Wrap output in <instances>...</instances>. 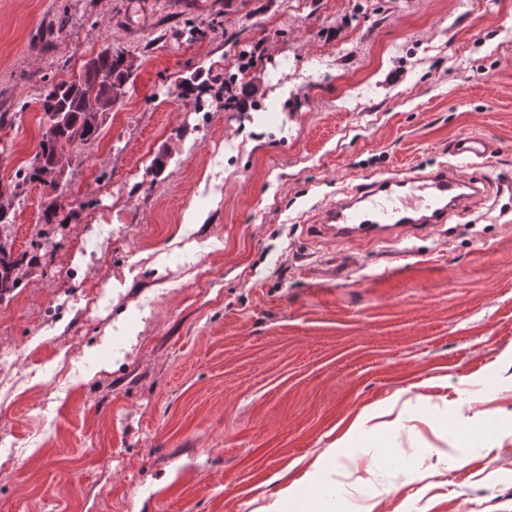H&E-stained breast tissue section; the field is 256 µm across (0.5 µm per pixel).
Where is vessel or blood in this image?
I'll use <instances>...</instances> for the list:
<instances>
[{
  "instance_id": "b4317fda",
  "label": "vessel or blood",
  "mask_w": 512,
  "mask_h": 512,
  "mask_svg": "<svg viewBox=\"0 0 512 512\" xmlns=\"http://www.w3.org/2000/svg\"><path fill=\"white\" fill-rule=\"evenodd\" d=\"M496 150L494 142L476 135L448 143L449 155L472 166L485 164ZM480 182V177L462 176L450 165L425 175L403 169L346 191L323 212L316 231L334 241L370 243L427 232L479 197Z\"/></svg>"
}]
</instances>
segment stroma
Returning a JSON list of instances; mask_svg holds the SVG:
<instances>
[{
  "label": "stroma",
  "instance_id": "obj_1",
  "mask_svg": "<svg viewBox=\"0 0 512 512\" xmlns=\"http://www.w3.org/2000/svg\"><path fill=\"white\" fill-rule=\"evenodd\" d=\"M106 47L124 95L0 226L44 257L0 297V512H262L331 447L306 512H512V0H0L1 186ZM463 134L498 151L444 227L307 236Z\"/></svg>",
  "mask_w": 512,
  "mask_h": 512
}]
</instances>
